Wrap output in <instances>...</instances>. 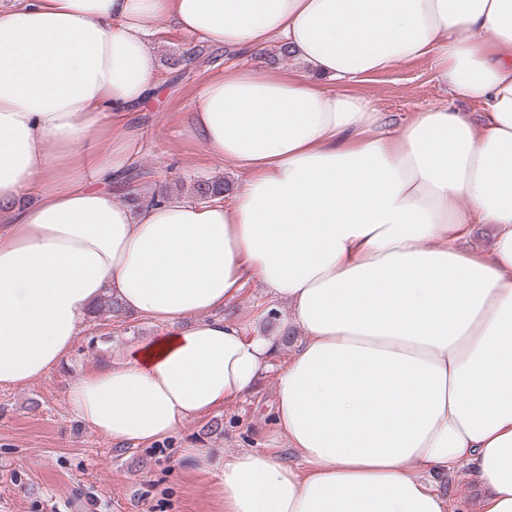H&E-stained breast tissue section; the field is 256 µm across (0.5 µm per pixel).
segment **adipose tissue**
I'll return each mask as SVG.
<instances>
[{
    "mask_svg": "<svg viewBox=\"0 0 512 512\" xmlns=\"http://www.w3.org/2000/svg\"><path fill=\"white\" fill-rule=\"evenodd\" d=\"M288 46L231 67L190 133L244 168L231 205L135 209L120 117L156 80L149 29ZM433 58L445 105L393 126L348 87ZM344 90L333 89V82ZM37 191L38 201L19 207ZM488 225V252L460 248ZM257 278L303 337L275 423L299 458L185 449L218 512H512V0H22L0 8V388L44 377L106 295L159 336L73 383L76 417L153 443L253 391L277 341L216 317Z\"/></svg>",
    "mask_w": 512,
    "mask_h": 512,
    "instance_id": "ef3b65f1",
    "label": "adipose tissue"
}]
</instances>
